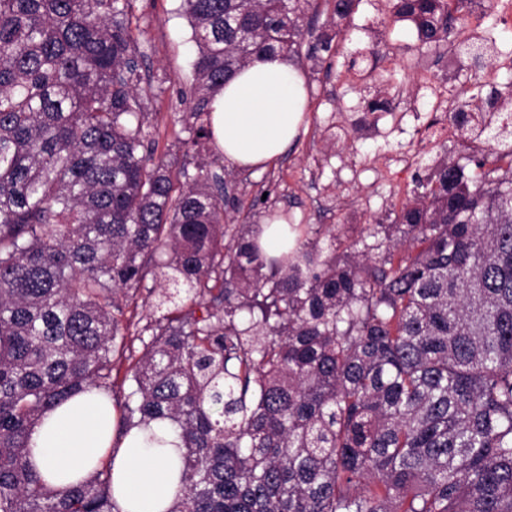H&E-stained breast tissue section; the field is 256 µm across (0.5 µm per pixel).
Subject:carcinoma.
<instances>
[{
    "instance_id": "carcinoma-1",
    "label": "carcinoma",
    "mask_w": 512,
    "mask_h": 512,
    "mask_svg": "<svg viewBox=\"0 0 512 512\" xmlns=\"http://www.w3.org/2000/svg\"><path fill=\"white\" fill-rule=\"evenodd\" d=\"M311 0H182L197 47L192 125L264 56L319 65ZM359 0H334L344 20ZM472 0H397L395 21L479 68ZM132 0H0V512H120L112 471L57 491L29 461L49 407L112 391L118 430L182 440L168 512H512V82L448 115L458 145L392 224L288 225L268 255L233 174L155 157ZM153 286H148V283ZM166 307L136 356L125 310Z\"/></svg>"
}]
</instances>
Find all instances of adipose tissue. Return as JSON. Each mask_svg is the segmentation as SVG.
<instances>
[{
    "instance_id": "adipose-tissue-1",
    "label": "adipose tissue",
    "mask_w": 512,
    "mask_h": 512,
    "mask_svg": "<svg viewBox=\"0 0 512 512\" xmlns=\"http://www.w3.org/2000/svg\"><path fill=\"white\" fill-rule=\"evenodd\" d=\"M305 82L287 59L272 56L239 69L210 103L215 137L234 166L266 168L299 136ZM110 398L91 388L47 411L31 433L32 462L49 486L65 490L102 463L112 467L121 512H169L180 489L181 442L152 422L117 437Z\"/></svg>"
}]
</instances>
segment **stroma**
<instances>
[{
  "label": "stroma",
  "mask_w": 512,
  "mask_h": 512,
  "mask_svg": "<svg viewBox=\"0 0 512 512\" xmlns=\"http://www.w3.org/2000/svg\"><path fill=\"white\" fill-rule=\"evenodd\" d=\"M131 33L143 55L140 73L150 89L146 110L158 154L191 168L203 163L217 172L227 169L217 145L190 151L182 143L196 59L182 0H134ZM390 56L396 65L387 64ZM438 57L437 50L420 44L409 22L394 21L392 0H361L343 22L323 66L306 60L298 64L308 90L305 132L266 169L237 170L245 204L240 221L264 225L284 213L289 223L302 225L350 224L358 230L378 221L391 223L416 184L386 180L383 169L412 150L418 154L414 172L423 178L441 152L418 144L432 97L413 96V110L397 129L385 114H366V103L379 91L390 97L400 88H412L418 66ZM262 190L270 193L267 207L251 209Z\"/></svg>",
  "instance_id": "obj_1"
}]
</instances>
